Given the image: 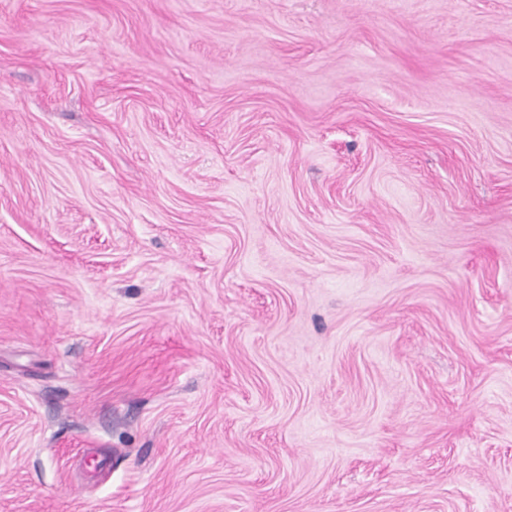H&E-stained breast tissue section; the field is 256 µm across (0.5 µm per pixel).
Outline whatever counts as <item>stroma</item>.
<instances>
[{"label":"stroma","instance_id":"35a3bbf8","mask_svg":"<svg viewBox=\"0 0 512 512\" xmlns=\"http://www.w3.org/2000/svg\"><path fill=\"white\" fill-rule=\"evenodd\" d=\"M0 512H512V0H0Z\"/></svg>","mask_w":512,"mask_h":512}]
</instances>
